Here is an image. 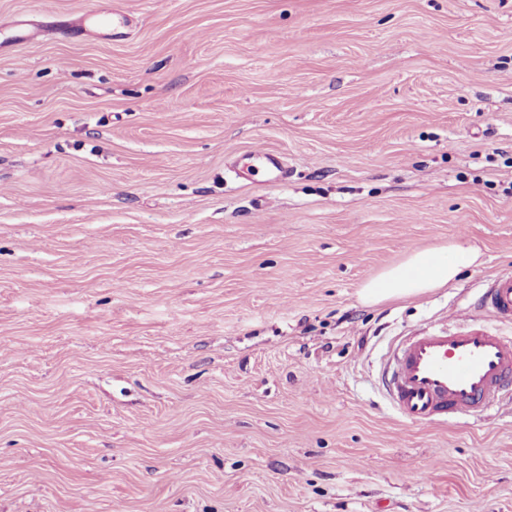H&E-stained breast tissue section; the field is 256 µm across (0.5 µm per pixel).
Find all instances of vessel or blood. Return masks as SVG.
I'll list each match as a JSON object with an SVG mask.
<instances>
[{"mask_svg": "<svg viewBox=\"0 0 512 512\" xmlns=\"http://www.w3.org/2000/svg\"><path fill=\"white\" fill-rule=\"evenodd\" d=\"M254 168L283 180L278 155L256 151ZM479 305L486 317L456 329L421 330L397 347L388 391L397 414L413 425L452 415L464 418L499 403L512 386V338L491 328V321H512V272L494 276Z\"/></svg>", "mask_w": 512, "mask_h": 512, "instance_id": "obj_1", "label": "vessel or blood"}]
</instances>
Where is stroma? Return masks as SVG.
Masks as SVG:
<instances>
[{
    "label": "stroma",
    "mask_w": 512,
    "mask_h": 512,
    "mask_svg": "<svg viewBox=\"0 0 512 512\" xmlns=\"http://www.w3.org/2000/svg\"><path fill=\"white\" fill-rule=\"evenodd\" d=\"M451 239L482 265L359 300ZM506 271L512 0H0V512H512V405L378 386ZM250 156L253 161L252 170L261 168L273 179H286L287 172L278 155L268 151H256L251 152Z\"/></svg>",
    "instance_id": "35a3bbf8"
}]
</instances>
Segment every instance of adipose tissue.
<instances>
[{
    "label": "adipose tissue",
    "mask_w": 512,
    "mask_h": 512,
    "mask_svg": "<svg viewBox=\"0 0 512 512\" xmlns=\"http://www.w3.org/2000/svg\"><path fill=\"white\" fill-rule=\"evenodd\" d=\"M480 253L458 242L409 251L398 264L385 267L366 281L359 290L365 303L378 305L393 300L416 297L448 286L461 271L479 266Z\"/></svg>",
    "instance_id": "1"
}]
</instances>
